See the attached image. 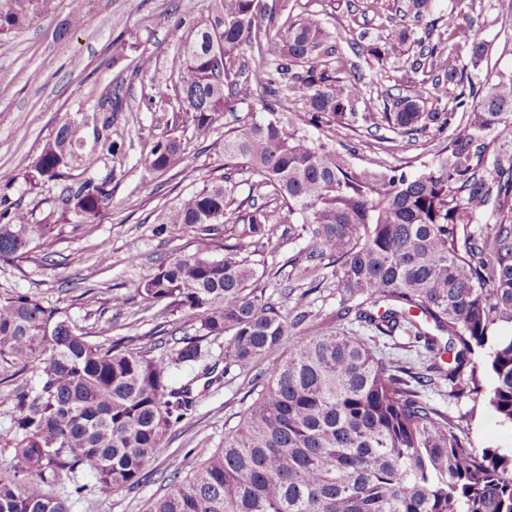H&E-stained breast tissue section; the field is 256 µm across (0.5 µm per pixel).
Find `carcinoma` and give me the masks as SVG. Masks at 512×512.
<instances>
[{
    "label": "carcinoma",
    "instance_id": "obj_1",
    "mask_svg": "<svg viewBox=\"0 0 512 512\" xmlns=\"http://www.w3.org/2000/svg\"><path fill=\"white\" fill-rule=\"evenodd\" d=\"M49 0H0V36L28 28ZM217 25L182 46L178 96L196 130L209 129L231 104L249 97L253 84L235 67L243 46L261 52L260 0H214ZM455 43L428 49L448 86L472 81L459 65L469 54L477 72L487 53L476 36L462 34L461 14L448 15ZM407 32L397 30L371 47L376 57L401 51ZM336 56L330 33L312 21L282 35L270 95L290 89L306 98L305 119L269 117L224 138V159L259 177L281 201L277 217L261 205L239 211L221 228L234 204L224 178L181 198L166 217L193 228L194 251L148 269L136 293L160 320L184 310L195 334L170 333L159 356L132 348L126 338L96 343L58 308L36 296L0 297V360L36 375L38 386L0 392L13 406L0 441L14 448L24 478H0V512H68L65 501L30 489L28 480L57 483L81 471L100 494L139 484L164 447L169 429L193 406L192 381L171 384L175 369L199 361L202 343L224 338V369L264 362L261 389L224 436V446L180 479L151 512H512V452L472 446L466 426L450 423L372 347L345 333L308 335L306 315L288 317L265 297L251 256L276 235L312 241L301 277L307 296L335 263L339 307L348 318L384 335L404 331L431 361L427 385L487 406L512 426V77L486 80L459 93L441 112H426L405 97L380 121L394 132L460 123L448 146L425 172L397 167L356 174L327 142L298 133L296 125L356 117L362 96L350 82L333 79ZM82 124L66 121L46 141L25 174L31 186L68 177L78 159ZM182 143L158 140L148 167L167 171L182 159ZM107 194L94 179L63 188L61 217L87 223ZM495 219L494 238L475 224ZM55 224H32L28 213L0 201V259H21L32 240L49 239ZM224 250L220 258L214 251ZM294 336V350L276 349ZM489 376L493 385L485 387Z\"/></svg>",
    "mask_w": 512,
    "mask_h": 512
}]
</instances>
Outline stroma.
<instances>
[{"instance_id":"1","label":"stroma","mask_w":512,"mask_h":512,"mask_svg":"<svg viewBox=\"0 0 512 512\" xmlns=\"http://www.w3.org/2000/svg\"><path fill=\"white\" fill-rule=\"evenodd\" d=\"M264 27L286 31L293 23L311 20L336 36L345 57L340 78L357 82L362 97L356 117L307 128L320 139L348 153L354 171L391 165L409 174L422 172L448 145L453 128L429 127L409 135L397 134L364 118L365 113L392 107L398 97L418 99L425 111L443 110L437 72L426 48L448 40L449 12L464 14L465 22L488 47L481 75L498 79L512 75V0H435L425 16H416L411 0H265ZM72 0H51L47 13L22 32L0 37V171L13 180L0 183V197L25 209L34 224L58 212L61 184L48 181L30 187L25 174L45 142L63 122H84L80 157L71 168L74 178L94 177L105 183L108 198L93 222L59 221L47 244H31L19 261H0V296L33 294L58 307L90 340L131 336L136 346L156 350L159 340L154 308L134 290L149 268L193 251L191 229L166 224L165 218L184 195L221 174H229L237 206L275 208L271 188L257 186L246 168L227 170L224 136L252 118L266 117V95L236 102L216 116L206 134H197L190 113L181 111L177 97L176 61L182 43L215 21L212 0H83L82 25L71 30L67 21ZM406 30L402 54L376 58L372 45L383 43L391 31ZM124 44L116 55V44ZM122 98L121 110L104 114L103 100ZM112 122L114 156L102 153L97 132L103 119ZM182 139V162L168 171L147 166L158 139ZM110 259L100 263V249ZM311 248L308 239H273L268 253L255 263L281 266L278 277L263 278L272 299L291 288L289 307L308 312V332L346 331L369 343L392 365L426 373L429 359L405 333L387 336L373 328L339 320L334 312L340 291L334 276L321 288L300 298V272ZM223 340L207 346L204 357L185 366L177 382L192 381L194 404L174 424L157 455L132 489L111 495L87 490L86 475L77 482L49 486L65 500L70 512H149L162 495L173 471L189 473L224 444V435L254 398L252 380L263 368L254 361L245 369L225 368ZM424 396L449 420L468 418L474 447L512 449V428L501 425L490 409L467 399L449 397L447 389L425 390ZM83 491H75V483Z\"/></svg>"}]
</instances>
